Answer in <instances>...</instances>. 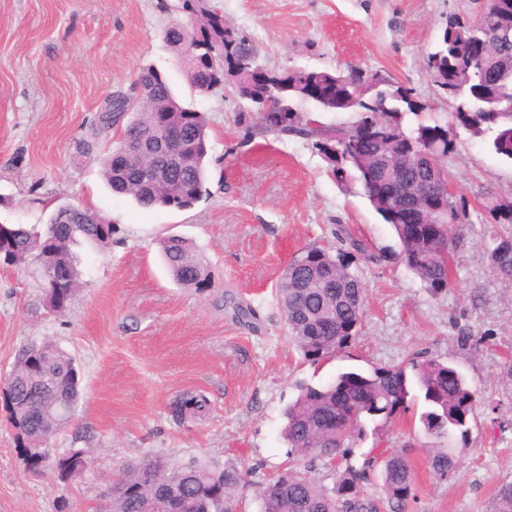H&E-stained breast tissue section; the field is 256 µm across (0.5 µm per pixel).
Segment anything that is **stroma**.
<instances>
[{
  "instance_id": "stroma-1",
  "label": "stroma",
  "mask_w": 512,
  "mask_h": 512,
  "mask_svg": "<svg viewBox=\"0 0 512 512\" xmlns=\"http://www.w3.org/2000/svg\"><path fill=\"white\" fill-rule=\"evenodd\" d=\"M177 0H0V224L45 225L60 206H86L115 227L106 252L78 246L83 276L69 309L43 307L35 268L0 265V374L27 342L47 339L81 370L84 398L72 424L33 464L15 446L0 410V512H98L130 460L165 455L176 462L235 463L248 470L234 512H260L258 487L286 466L284 410L300 384L345 370L410 367L428 356L457 366L478 395L456 476L432 475L431 443L419 422L422 402L380 431L353 442L359 465L373 443L415 467L407 512H488L496 488L512 481V291L493 276L482 248L496 226L487 194L512 197V162L490 137L454 126L457 99L433 84L426 55L451 15L477 16L479 0H216L227 27L250 37L261 65L378 72L426 104L418 120L448 126L456 147L441 158L448 181L467 201L469 222L454 249L450 288L431 295L401 262L398 240L359 184L340 188L303 139L247 135V102L230 90L201 94L164 39L181 19ZM153 67L179 99L206 113L205 193L187 210L140 208L112 193L102 172L122 127L98 133V114L115 93L132 94L138 71ZM96 140L89 155L81 140ZM172 235L190 240L211 288L176 285L161 260ZM368 244L380 262L347 258L365 292L361 333L311 362L285 334L277 283L291 257L313 243L347 251ZM251 305L245 322L236 304ZM470 336L462 344L461 336ZM186 392L210 401L205 419L176 424L170 413ZM88 450L83 475L60 480L56 460Z\"/></svg>"
}]
</instances>
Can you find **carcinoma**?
Wrapping results in <instances>:
<instances>
[{"mask_svg": "<svg viewBox=\"0 0 512 512\" xmlns=\"http://www.w3.org/2000/svg\"><path fill=\"white\" fill-rule=\"evenodd\" d=\"M495 18L482 13L474 20L451 17L438 46L427 53L426 65L434 84L462 101L454 112L457 125L473 136L493 133L495 153L512 160V146L503 134L512 131V66L502 70L498 93L482 86L479 76L493 64L512 60V0H500ZM188 17L185 25L167 29L165 39L176 52L191 86L200 94L231 85L234 94L252 104L263 99L288 112V123L262 127L277 137H298L311 143L326 163L327 172L340 184L358 182L373 208L384 221L388 210L374 199L376 183L398 208L413 202L411 193L430 187L432 169L419 162L398 167L397 156L411 151V143L426 136L438 142V155L453 150V140L439 125L420 123L411 132L403 128L407 107L412 114L424 110L409 96L410 90L395 85L380 73L368 76L356 69L328 71L289 68L271 71V85L256 88L242 70L257 64V50L247 36L224 26V15L212 0H180ZM482 38L490 41L486 56L477 58L469 46ZM439 65H432V61ZM345 74L352 82L337 89L340 102L358 114L356 124L378 123L391 131L377 142L372 154L359 158L360 143L353 127L338 129L320 120L332 111L335 101L315 104L314 112L297 111L313 83L335 81ZM385 86L383 97L367 95L371 84ZM141 98L122 95L132 119L124 129L117 152H124L121 165L103 159V174L113 192L130 196L140 207L192 208L205 192L208 162V120L205 113L184 105L166 76L155 68L142 69L135 80ZM485 208L496 224H512V211L499 197L485 198ZM451 224H437L432 233L416 234L404 224L393 228L400 242V258L432 295L448 291L449 256L468 223L467 201L455 193L448 196ZM111 222L97 215L81 224H47L39 230L23 224H0V248L12 255L13 267L22 269L35 260L40 268L55 272L44 279L45 306L65 312L80 284L82 273L73 246L82 241L103 251L112 242ZM170 275L177 284L203 291L210 287L204 262L180 236H170L161 245ZM490 269L501 283L512 285V232L496 233L485 249ZM279 301L286 332L305 358L318 361L347 346L361 328L365 298L358 277L345 261L318 245L304 247L282 271ZM413 379L401 367L377 368L368 373L340 372L332 381L304 384L285 409L283 440L299 456H310L332 470L337 481L327 489L318 479L293 467H285L259 487L262 512H379L366 497L363 484L369 471L380 468L389 512H407L415 484L413 465L404 455L373 448L358 468L350 462L352 448L345 441L365 435L363 419L388 421L407 409L411 387L420 393L425 410L420 415L424 431L437 438L458 432L466 437L476 408V393L453 365L436 357L412 364ZM345 391V403L336 404V392ZM81 397L80 369L75 359L49 340L31 341L18 350L0 398L16 444L32 461L43 457L51 437L72 420ZM209 408L203 394L183 397L175 408L179 420L201 418ZM428 465L440 480H451L458 468L459 449L437 445L426 449ZM86 450L74 449L56 462L62 480L86 471ZM248 471L234 465L194 461L180 465L163 456L145 458L119 470L107 497L104 512H233V492L247 484ZM489 512H512V482L502 484Z\"/></svg>", "mask_w": 512, "mask_h": 512, "instance_id": "1", "label": "carcinoma"}]
</instances>
